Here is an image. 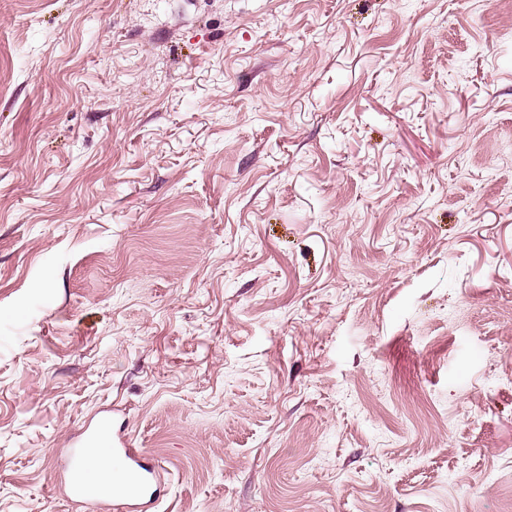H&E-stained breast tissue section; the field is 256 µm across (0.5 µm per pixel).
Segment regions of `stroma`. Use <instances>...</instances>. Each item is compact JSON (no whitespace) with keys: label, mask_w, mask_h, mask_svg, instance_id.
Segmentation results:
<instances>
[{"label":"stroma","mask_w":512,"mask_h":512,"mask_svg":"<svg viewBox=\"0 0 512 512\" xmlns=\"http://www.w3.org/2000/svg\"><path fill=\"white\" fill-rule=\"evenodd\" d=\"M511 369L512 0H0V512H512ZM92 451L112 464V471L97 461L90 464L97 478L112 486L89 472L87 459ZM62 475L61 490L96 511L147 512L157 506L152 490L156 466L145 463L142 449L132 448L123 434L112 430L107 415L94 426L85 425L72 441Z\"/></svg>","instance_id":"stroma-1"}]
</instances>
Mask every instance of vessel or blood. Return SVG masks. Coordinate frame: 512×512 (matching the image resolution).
I'll use <instances>...</instances> for the list:
<instances>
[{
    "instance_id": "1",
    "label": "vessel or blood",
    "mask_w": 512,
    "mask_h": 512,
    "mask_svg": "<svg viewBox=\"0 0 512 512\" xmlns=\"http://www.w3.org/2000/svg\"><path fill=\"white\" fill-rule=\"evenodd\" d=\"M97 452L112 465L111 484L99 482L88 470L90 453ZM62 491L91 506L94 512H154L158 499L153 490L155 466L145 463L143 451L112 428L110 417L84 426L67 451Z\"/></svg>"
}]
</instances>
